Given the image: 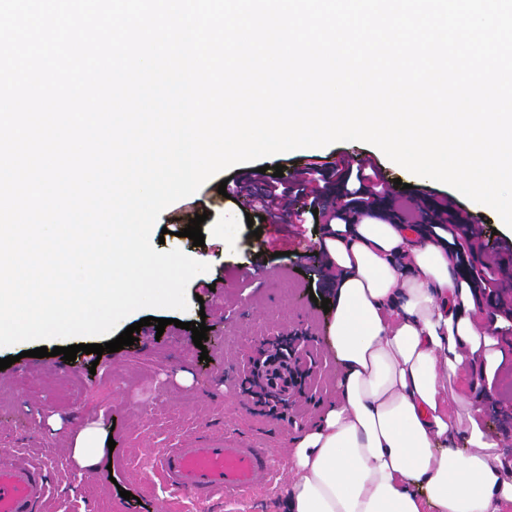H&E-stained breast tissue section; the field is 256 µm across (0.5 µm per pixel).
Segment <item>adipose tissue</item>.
<instances>
[{
  "instance_id": "ef3b65f1",
  "label": "adipose tissue",
  "mask_w": 512,
  "mask_h": 512,
  "mask_svg": "<svg viewBox=\"0 0 512 512\" xmlns=\"http://www.w3.org/2000/svg\"><path fill=\"white\" fill-rule=\"evenodd\" d=\"M335 272L329 333L340 376L321 424L295 440L287 512H512V455L453 381L504 359L447 241L363 217L323 228ZM109 431L80 428L71 455L97 466Z\"/></svg>"
}]
</instances>
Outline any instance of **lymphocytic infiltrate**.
Listing matches in <instances>:
<instances>
[{
  "mask_svg": "<svg viewBox=\"0 0 512 512\" xmlns=\"http://www.w3.org/2000/svg\"><path fill=\"white\" fill-rule=\"evenodd\" d=\"M319 171L309 166L296 172L286 182L267 180L264 174L250 171L227 184L228 194L241 197L248 204L257 206L273 224H300L304 214L295 210L296 198L306 197L311 207L317 208L325 223L348 221L355 216L372 215L378 201L386 199L396 219L403 224L417 221V210L411 200L389 199L385 183L374 165L344 163L337 171L338 207L324 206V188L320 184ZM428 235L446 233L448 248L454 252L460 265L466 269L465 278L473 288L483 290L497 286L503 272L501 261L474 264L471 254L482 231L460 216L452 201L444 199L436 205L435 217L426 226Z\"/></svg>",
  "mask_w": 512,
  "mask_h": 512,
  "instance_id": "1",
  "label": "lymphocytic infiltrate"
}]
</instances>
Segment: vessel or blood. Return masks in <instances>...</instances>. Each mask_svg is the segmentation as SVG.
<instances>
[{
	"label": "vessel or blood",
	"mask_w": 512,
	"mask_h": 512,
	"mask_svg": "<svg viewBox=\"0 0 512 512\" xmlns=\"http://www.w3.org/2000/svg\"><path fill=\"white\" fill-rule=\"evenodd\" d=\"M276 464L268 449L246 445L221 432L205 431L185 445L162 448L149 459L146 475L168 496L159 512L185 499L207 506L242 499L270 486ZM47 463H35L13 450L0 452V512H42L51 489Z\"/></svg>",
	"instance_id": "b4317fda"
}]
</instances>
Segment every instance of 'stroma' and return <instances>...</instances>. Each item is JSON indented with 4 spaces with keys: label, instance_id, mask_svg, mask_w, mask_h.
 Segmentation results:
<instances>
[{
    "label": "stroma",
    "instance_id": "35a3bbf8",
    "mask_svg": "<svg viewBox=\"0 0 512 512\" xmlns=\"http://www.w3.org/2000/svg\"><path fill=\"white\" fill-rule=\"evenodd\" d=\"M355 155L371 157L386 183L398 178L411 184L416 206L425 211H433L441 197L455 201L463 214L475 218L484 248L512 244V229L496 212L450 185L421 181L365 142L302 148L267 157L265 163L282 165L288 179L309 164L322 166ZM247 169L241 163L214 176L157 220V227L168 230L165 250L197 255L209 266L190 280L189 308L170 311L164 333L141 326L134 345L99 357L81 352L72 361L58 355L25 356L22 343L0 349V359L16 358L10 377L0 382V448H23L58 461L53 495L43 512H158V491L142 475L143 461L153 451L186 444L203 428L235 434L284 456L334 399L331 316L318 304L333 286L325 258L317 252L323 225L308 221L291 236L266 223L260 236H252L243 200L218 192L221 181ZM203 212L208 215L201 225L205 243L196 246L180 231ZM199 320L209 328L201 349L185 328ZM295 326L309 332L301 355L304 396L279 420L251 409L241 382L263 341ZM495 395L485 426L512 453V365L500 371ZM91 421L111 428L116 446L96 471L85 472L66 450L70 434ZM287 481V470H280L271 488L229 505L214 502L208 512H286L281 491ZM126 490L131 499L123 498Z\"/></svg>",
    "mask_w": 512,
    "mask_h": 512
}]
</instances>
